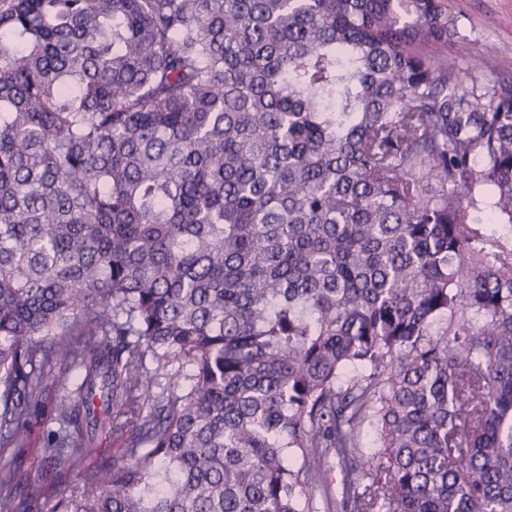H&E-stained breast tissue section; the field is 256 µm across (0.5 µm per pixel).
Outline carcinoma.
<instances>
[{
	"instance_id": "obj_1",
	"label": "carcinoma",
	"mask_w": 512,
	"mask_h": 512,
	"mask_svg": "<svg viewBox=\"0 0 512 512\" xmlns=\"http://www.w3.org/2000/svg\"><path fill=\"white\" fill-rule=\"evenodd\" d=\"M456 33L447 0H0V443L62 390L57 512H314L336 465L328 512H512V82ZM43 490L0 458V512Z\"/></svg>"
}]
</instances>
